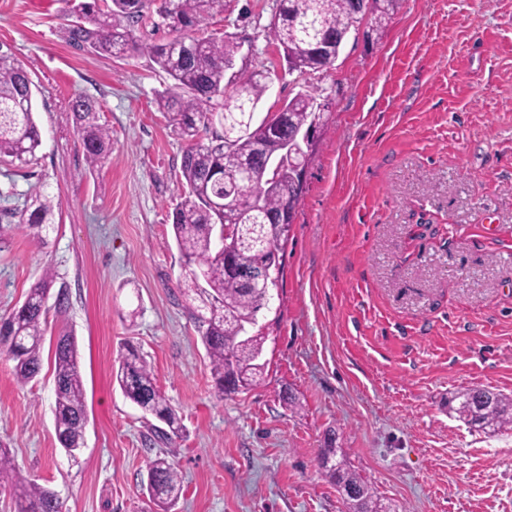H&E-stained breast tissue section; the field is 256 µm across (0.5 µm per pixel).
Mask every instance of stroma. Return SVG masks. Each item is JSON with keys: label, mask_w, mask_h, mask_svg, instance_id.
Returning <instances> with one entry per match:
<instances>
[{"label": "stroma", "mask_w": 512, "mask_h": 512, "mask_svg": "<svg viewBox=\"0 0 512 512\" xmlns=\"http://www.w3.org/2000/svg\"><path fill=\"white\" fill-rule=\"evenodd\" d=\"M70 0H0V42L34 83L42 144L0 158V215L53 197L46 244L0 236V316L44 266L65 287L36 381L0 357V444L65 512H156L143 486L164 448L183 478L172 512H345L319 459L338 455L391 512H512V429L448 408L481 387L512 397V0H400L374 44L349 39L295 80L264 31L275 0H226L200 33L227 34L239 68L271 70L259 113L305 86L333 104L284 245L283 286L258 323L262 383L218 398L177 283L172 238L187 142L156 105L171 85L148 56L70 45ZM95 101L112 153L89 167L70 103ZM75 337L88 423L59 445L52 350ZM133 345L184 427L168 444L112 382ZM299 400L292 408L283 392Z\"/></svg>", "instance_id": "stroma-1"}]
</instances>
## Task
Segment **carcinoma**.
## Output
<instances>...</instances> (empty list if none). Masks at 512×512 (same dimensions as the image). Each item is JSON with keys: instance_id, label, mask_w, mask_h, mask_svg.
<instances>
[{"instance_id": "1", "label": "carcinoma", "mask_w": 512, "mask_h": 512, "mask_svg": "<svg viewBox=\"0 0 512 512\" xmlns=\"http://www.w3.org/2000/svg\"><path fill=\"white\" fill-rule=\"evenodd\" d=\"M153 0H93L79 4V14L67 29L70 44L102 56L120 57L128 52L148 54L151 61L174 81L177 94H159L157 105L168 114L178 134L190 142L181 159V174L187 191L172 214V231L184 261V289L194 293L198 305L190 311L210 360L219 394L229 395L261 383L265 364L260 362L266 336L243 327L256 324L257 313L269 307L263 284L256 277L283 265L282 243L290 225L278 223L285 209H296L306 186L295 183L289 171L281 170L262 179L253 170L264 157L289 147L288 157L297 166L308 167L316 139L298 141L299 132L323 126L329 100L317 92L302 91L288 102L281 126L255 119V107L268 91L262 71L240 69L227 74L224 61L234 57L228 40L196 35L200 24L224 13V0H164L159 16L173 37L143 44L135 26L150 13ZM269 37L278 46L292 49L288 73L297 78L318 73L327 65L316 46L351 27L368 24L378 33L398 7L399 0H371L369 8L355 12L354 0H276ZM232 93L224 97V83ZM73 123L80 136L86 160L96 167L112 150V136L99 122L95 102L78 97L72 104ZM33 81L17 63L8 46L0 47V158L27 164L41 145V132L34 121ZM220 118L223 134L211 133L214 118ZM212 134L208 141L203 136ZM56 205L36 190L29 206L16 213L17 224L29 230L38 243L55 223ZM229 226L230 236L221 243L214 226ZM54 275L46 268L29 289L23 303L0 317V355L13 362L21 383L33 381L42 369V341L50 310L66 312V295L56 296L54 308L47 305ZM114 381L123 395L144 413L164 423L161 438L170 441L182 434L176 410L157 387L147 362L136 349L124 345ZM55 432L62 447L77 451L84 446L82 416L84 385L75 337L64 333L54 349ZM457 411L470 427L494 431L512 426V399L484 388H471L452 397ZM335 449H322L320 462L329 467L333 481L352 487L361 498L362 512H389L380 503L370 483L348 470L345 463H331ZM148 491L161 512L180 497L182 476L174 462L157 455L148 463ZM18 489L16 512H64L63 502L51 489L21 476L9 449L0 445V481Z\"/></svg>"}]
</instances>
